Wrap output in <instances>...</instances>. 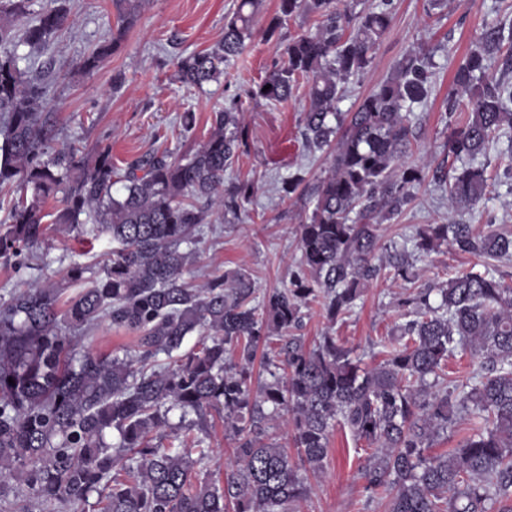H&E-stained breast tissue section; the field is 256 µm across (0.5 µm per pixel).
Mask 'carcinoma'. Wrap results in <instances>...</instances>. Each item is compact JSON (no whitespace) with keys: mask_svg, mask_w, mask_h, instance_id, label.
I'll use <instances>...</instances> for the list:
<instances>
[{"mask_svg":"<svg viewBox=\"0 0 512 512\" xmlns=\"http://www.w3.org/2000/svg\"><path fill=\"white\" fill-rule=\"evenodd\" d=\"M68 2L49 0L19 34L14 21L30 13L31 0H0V45L11 46L0 55V193H18L0 224V262L25 269L24 252L38 245L47 217L68 234H107L112 259L97 276L74 265L66 280L31 283L0 303V497L21 478L29 498L73 512H84L93 495L98 512H288L306 490V473L323 469L330 430L341 424L371 448L362 477L384 512H512V285L496 270L485 264L414 289L401 302L399 335L374 344L373 365L333 336L311 349L288 336L308 302L323 299L334 322L385 269L414 282L415 257L443 243L480 257L512 256L510 236L426 224L412 247L394 245L386 264L372 263L378 225L408 210L429 175L401 158L414 138V107L433 92L432 51H408L353 110L339 107L348 79L373 63L391 0L361 9V0H280L268 23L270 37L297 15L313 18L314 27L288 41L284 59L249 98L283 102L305 81V144L333 149V162L308 197L296 270L258 305L242 273L201 288L185 279L208 212L237 217L254 194L252 181L224 183L245 139L238 104L214 113V131L198 148L174 158L155 153L120 177L107 147L90 158L74 146L55 149L48 90L28 79L15 47L36 49L67 29ZM114 2L122 31L141 0ZM259 6L240 0L224 20L223 40L182 59L178 78L198 88L218 81L251 41ZM503 31L470 49L454 74L449 110L465 113L448 122L444 150L460 166L431 174L450 210L486 197L480 158L496 138L512 135V82L487 74ZM109 52L101 45L78 69L95 72ZM57 195L60 207L45 211ZM71 284L79 291L61 310ZM104 318L138 334L136 356L77 355L76 334ZM195 333L202 339L181 352ZM285 336L278 361H267V377L252 384L259 347ZM466 352L479 367L450 388L448 359ZM162 354L173 363L157 364ZM206 409L224 413L235 443L221 484L194 482L195 467L209 459L202 439L177 434L167 447L154 443ZM462 418L477 421L472 433L432 453ZM278 419L291 428L296 462L269 435ZM109 430L117 432L112 444Z\"/></svg>","mask_w":512,"mask_h":512,"instance_id":"1","label":"carcinoma"}]
</instances>
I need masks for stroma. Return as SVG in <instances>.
<instances>
[{"label": "stroma", "instance_id": "stroma-1", "mask_svg": "<svg viewBox=\"0 0 512 512\" xmlns=\"http://www.w3.org/2000/svg\"><path fill=\"white\" fill-rule=\"evenodd\" d=\"M238 4L239 0H143L135 20L121 34L113 0H69V29L46 49L32 51L22 46L18 52L29 76L50 88L47 109L55 114L57 146L73 143L89 152L107 145L121 167L158 149H168L176 157L183 155L208 137L213 112L230 101L239 102L247 139L224 179H254L258 186L239 218L228 220L223 214H211L205 242L186 278L199 286L213 276L239 270L250 276L261 296L288 283L300 256L297 230L307 212L301 200L284 196L283 179L298 173L306 185H313L325 174L333 155L327 150L312 152L305 146L301 124L305 86H298L283 103L258 104L247 95L282 59L289 38L313 26L312 19L298 15L274 37H267L265 29L279 0H263L251 42L225 67L218 81L200 90L177 80L179 61L216 45L224 36L225 17ZM496 21L512 26V0H443L437 9L431 8L430 0H393L391 25L374 63L350 78L343 108H350L382 84L409 50L423 44L434 48L435 91L414 111L416 138L408 160L433 169L451 167L443 150L448 129L442 115L452 76L468 50ZM115 36L120 42L100 68L90 75L81 73L79 60ZM187 111L196 116L195 132L188 139L180 134V117ZM485 163L488 200L452 213L444 191L433 181H424L414 190L412 207L398 219L380 225L376 260L385 259L393 244L412 239L425 224L451 221L473 225L478 231L490 227L511 234L512 191L500 184L498 176L512 163V140H495ZM108 249L106 239L77 237L47 225L34 250L31 269L18 274L0 265V297L29 280L61 281L77 263L99 271ZM475 262L473 255L441 245L418 259V282L445 281L469 270ZM410 289L403 281L378 277L367 285L358 307L333 323L325 318L320 302H311L295 334L308 348L320 336H335L364 363H373L371 344L396 334L400 323L396 306ZM137 344L134 333L104 323L83 338L81 349L122 355L135 352ZM190 433L204 438L212 449L203 474L216 478L219 468L230 463L234 446L224 432L223 418L208 415L191 426ZM366 458L348 431L335 429L323 470L309 475L306 494L289 504V512H383L378 499L365 489L362 470Z\"/></svg>", "mask_w": 512, "mask_h": 512}]
</instances>
